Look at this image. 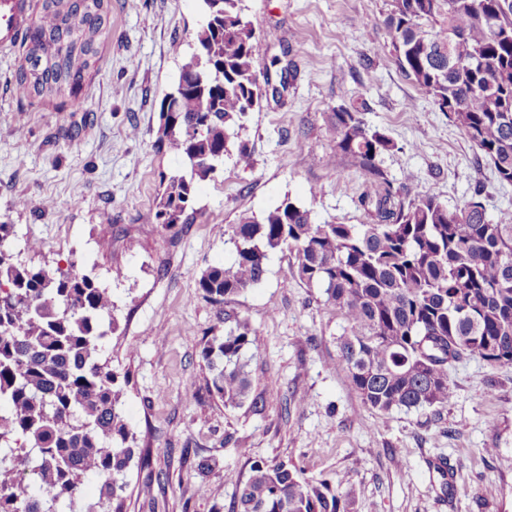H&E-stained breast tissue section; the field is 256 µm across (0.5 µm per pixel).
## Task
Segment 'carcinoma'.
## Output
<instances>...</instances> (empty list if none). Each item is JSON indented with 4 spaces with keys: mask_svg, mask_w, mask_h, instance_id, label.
I'll list each match as a JSON object with an SVG mask.
<instances>
[{
    "mask_svg": "<svg viewBox=\"0 0 512 512\" xmlns=\"http://www.w3.org/2000/svg\"><path fill=\"white\" fill-rule=\"evenodd\" d=\"M203 5L204 21L160 105L157 145L184 162L149 216L164 226L179 221L196 183L224 156L252 164L239 130L263 98L254 70L260 41L242 0ZM108 14L109 0H42L17 86L80 109ZM384 24L389 59L425 98L448 106L499 183L511 185L512 0H391ZM367 111L366 99L353 95L329 123L336 154L365 176L358 203L371 222L317 224L286 197L239 218L232 263L207 267L198 288L221 304L259 285L269 256L288 249L299 280L323 289L342 316L339 361L363 404L382 413L442 409L453 397L452 361L466 354L512 365V219H489L478 189L450 210L430 190L393 187L379 158L395 143L364 122ZM13 236L15 225L0 222V512H74L89 477L100 483L99 498L85 512H123L137 446L121 410L129 374L101 359L115 330L112 295L75 261L54 272L14 262L4 248ZM258 343L240 319L204 343L210 392L224 404L249 398L245 354ZM235 504L236 512H351L348 495L327 481H302L264 459L250 460Z\"/></svg>",
    "mask_w": 512,
    "mask_h": 512,
    "instance_id": "carcinoma-1",
    "label": "carcinoma"
}]
</instances>
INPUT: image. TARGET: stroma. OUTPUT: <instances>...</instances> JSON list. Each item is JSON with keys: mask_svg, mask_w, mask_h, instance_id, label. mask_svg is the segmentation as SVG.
<instances>
[{"mask_svg": "<svg viewBox=\"0 0 512 512\" xmlns=\"http://www.w3.org/2000/svg\"><path fill=\"white\" fill-rule=\"evenodd\" d=\"M261 42L259 76L296 77L244 119L250 167L225 158L200 182L178 224L150 223L180 158L158 147L160 102L193 42L202 0H112L83 109L16 85L24 41L0 48V222L9 249L47 270L76 260L107 286L116 328L103 342L113 370L130 375L123 413L147 462L125 475L126 512H231L235 488L263 458L329 480L352 512H512V367L475 356L451 362L454 396L441 414L365 407L338 362L343 321L323 291L296 275L292 253L268 262L263 282L216 305L198 280L230 263L219 227L284 198L315 223L365 224V177L335 156L327 116L360 93L366 124L395 143L380 158L393 186L412 178L448 208L475 185L490 219L512 215L479 150L384 57L389 0H243ZM43 241L38 252L29 240ZM247 319L260 342L248 355L250 398L231 407L209 391L200 356L224 317ZM210 461L204 472L198 464ZM455 477L459 492L446 491Z\"/></svg>", "mask_w": 512, "mask_h": 512, "instance_id": "stroma-1", "label": "stroma"}]
</instances>
